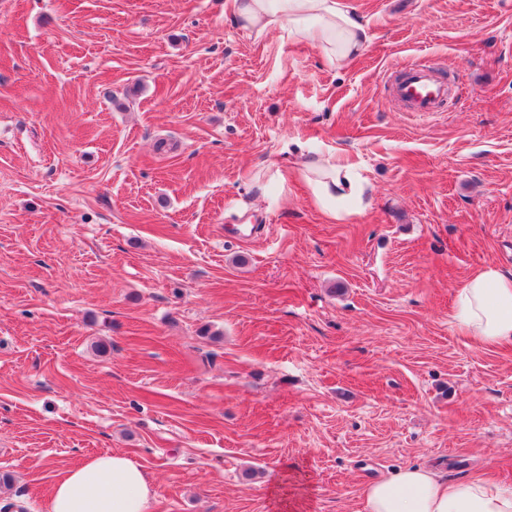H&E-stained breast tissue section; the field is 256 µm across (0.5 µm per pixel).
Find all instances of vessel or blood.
I'll use <instances>...</instances> for the list:
<instances>
[{
    "instance_id": "b4317fda",
    "label": "vessel or blood",
    "mask_w": 512,
    "mask_h": 512,
    "mask_svg": "<svg viewBox=\"0 0 512 512\" xmlns=\"http://www.w3.org/2000/svg\"><path fill=\"white\" fill-rule=\"evenodd\" d=\"M434 71V65L427 61L399 66L389 85L392 98L406 111L423 116L442 111L448 98V86L435 79Z\"/></svg>"
}]
</instances>
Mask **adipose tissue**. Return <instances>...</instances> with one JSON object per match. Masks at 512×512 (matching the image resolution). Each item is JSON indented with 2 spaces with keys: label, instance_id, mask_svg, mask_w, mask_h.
Masks as SVG:
<instances>
[{
  "label": "adipose tissue",
  "instance_id": "ef3b65f1",
  "mask_svg": "<svg viewBox=\"0 0 512 512\" xmlns=\"http://www.w3.org/2000/svg\"><path fill=\"white\" fill-rule=\"evenodd\" d=\"M233 13L255 39L275 31L312 40L329 66L361 54L368 34L340 0H232ZM316 201L330 219L356 199L355 165L340 155L302 161ZM450 320L481 347L512 342V275L487 266L455 290ZM155 490L143 468L120 453L90 456L64 472L49 492L48 512H150ZM363 512H512V486L490 478L450 480L412 465L367 483Z\"/></svg>",
  "mask_w": 512,
  "mask_h": 512
}]
</instances>
